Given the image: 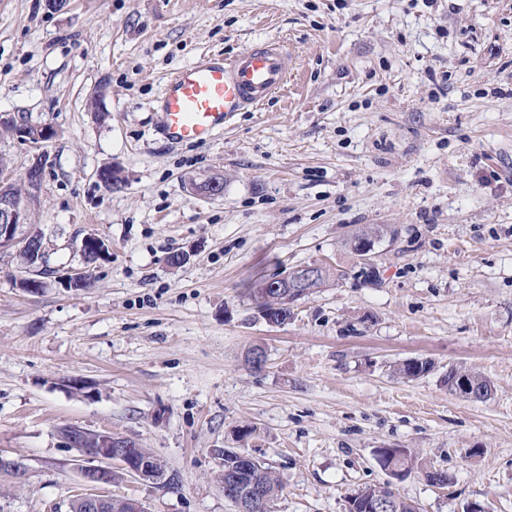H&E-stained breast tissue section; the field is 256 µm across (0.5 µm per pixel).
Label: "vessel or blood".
Returning a JSON list of instances; mask_svg holds the SVG:
<instances>
[{"instance_id": "vessel-or-blood-1", "label": "vessel or blood", "mask_w": 512, "mask_h": 512, "mask_svg": "<svg viewBox=\"0 0 512 512\" xmlns=\"http://www.w3.org/2000/svg\"><path fill=\"white\" fill-rule=\"evenodd\" d=\"M287 51L264 44L227 58L205 55L179 68L157 100L161 134L178 142H206L233 114L257 107L280 90L287 77Z\"/></svg>"}]
</instances>
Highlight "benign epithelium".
Masks as SVG:
<instances>
[{"label":"benign epithelium","mask_w":512,"mask_h":512,"mask_svg":"<svg viewBox=\"0 0 512 512\" xmlns=\"http://www.w3.org/2000/svg\"><path fill=\"white\" fill-rule=\"evenodd\" d=\"M8 127L12 136L29 143L39 149L44 144L58 136V131L47 124H26L10 115L0 113V129ZM43 156L35 155L23 173L21 183H16L12 173L7 168H0V256H8L17 248L28 251L29 265L25 267V275L21 281L28 290L36 291L35 284L39 283L38 276L47 269L49 243L42 230L27 222V211L31 201L40 197L42 191ZM363 257L357 269L378 274V268L373 262L375 244L365 242L361 246ZM327 265L311 263L289 269L279 276L283 287L288 292L270 299L267 309L261 311V317L270 325L278 324L276 313L283 304L303 296L308 292V286L324 275ZM74 433L69 435L66 444L77 449L84 455L100 460L97 466L81 468V477L90 487H108L112 485L115 474L134 477L148 484H163L167 481L166 464L158 456L133 443V439L118 433L95 432L75 426ZM94 439L97 447L85 448L84 441ZM388 464L385 469L400 478L403 469L400 468V448L383 450ZM0 471L21 479L25 476L26 465L21 457H0ZM224 497L231 501L237 512H256L263 496L258 486L241 481L239 476L226 477L224 480ZM79 501L84 512H111L113 497L104 494L87 493L79 495Z\"/></svg>","instance_id":"obj_1"}]
</instances>
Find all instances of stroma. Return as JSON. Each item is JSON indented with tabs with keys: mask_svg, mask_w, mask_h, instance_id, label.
<instances>
[{
	"mask_svg": "<svg viewBox=\"0 0 512 512\" xmlns=\"http://www.w3.org/2000/svg\"><path fill=\"white\" fill-rule=\"evenodd\" d=\"M270 41L288 49L282 92L209 142L161 136L174 70ZM0 113L58 131L29 211L56 274L28 293L0 259V455L27 465L0 473V512H69L88 462L69 425L166 462L164 484L108 488L146 512H235L226 448L280 476L272 512H348L387 482L419 512H512V0H0ZM108 164L121 187L100 183ZM215 175L221 196L187 187ZM369 224L396 231L379 286L259 317L251 284L350 268L344 242ZM90 234L109 251L65 287ZM414 358L432 371L403 378ZM452 366L489 397L449 391ZM383 448L409 450L412 473L394 479Z\"/></svg>",
	"mask_w": 512,
	"mask_h": 512,
	"instance_id": "obj_1",
	"label": "stroma"
}]
</instances>
